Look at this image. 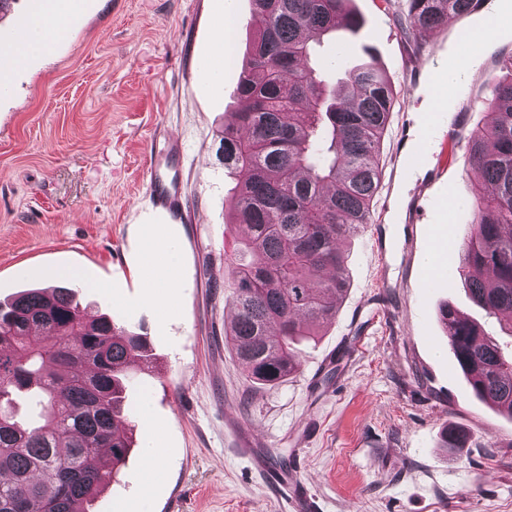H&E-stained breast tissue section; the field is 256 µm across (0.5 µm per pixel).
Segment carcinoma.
<instances>
[{
	"label": "carcinoma",
	"instance_id": "carcinoma-1",
	"mask_svg": "<svg viewBox=\"0 0 512 512\" xmlns=\"http://www.w3.org/2000/svg\"><path fill=\"white\" fill-rule=\"evenodd\" d=\"M254 37L240 107L218 131L235 179L238 247L225 341L250 380L275 385L300 370L298 345L336 318L348 286L339 242L372 222L382 136L397 95L373 56L331 83L313 57L328 35L358 33L348 0H251ZM484 0H405L411 32L436 29ZM490 123L468 140L484 186L456 272L472 302L507 317L512 334V79L494 84ZM453 356L476 397L512 418V355L465 312L445 305ZM155 368L146 338L52 285L0 303V512H89L131 449L123 413L138 373ZM42 422L17 419L15 403Z\"/></svg>",
	"mask_w": 512,
	"mask_h": 512
}]
</instances>
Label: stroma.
I'll use <instances>...</instances> for the list:
<instances>
[{
    "instance_id": "35a3bbf8",
    "label": "stroma",
    "mask_w": 512,
    "mask_h": 512,
    "mask_svg": "<svg viewBox=\"0 0 512 512\" xmlns=\"http://www.w3.org/2000/svg\"><path fill=\"white\" fill-rule=\"evenodd\" d=\"M77 2L51 53L0 88V301L64 281L88 315L150 343L156 369L126 399L136 445L92 512H283L237 452L245 439L296 462L321 512H512V420L473 395L439 309L457 307L495 336L501 322L460 278L422 288L403 235L426 190L423 222L438 233L418 238L416 254L439 249L457 264L480 191L466 138L488 123L493 82L506 75L512 0H485L413 41L393 0H351L360 31L320 47L330 80L370 51L397 92L372 214L389 266L367 231L342 243L348 288L336 318L301 344L299 372L272 386L252 384L224 342V254L241 230L216 132L238 105L249 0ZM456 127L462 139L445 142ZM169 134L183 208L201 223H156L144 199L142 172ZM168 251L177 264L157 300L148 261ZM451 425L467 447L441 448ZM150 434L162 450L155 468Z\"/></svg>"
}]
</instances>
